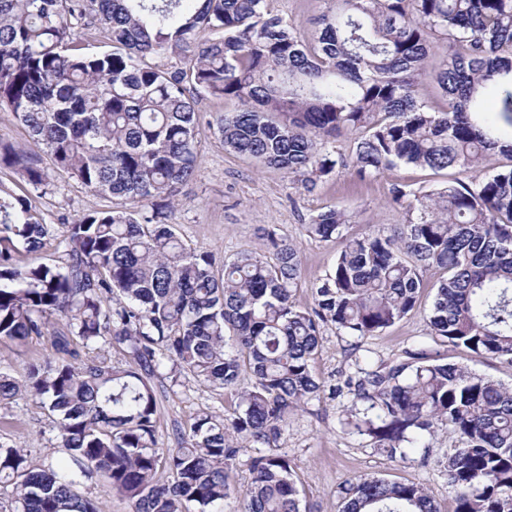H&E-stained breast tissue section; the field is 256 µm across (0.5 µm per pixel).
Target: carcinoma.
Here are the masks:
<instances>
[{"label":"carcinoma","instance_id":"carcinoma-1","mask_svg":"<svg viewBox=\"0 0 512 512\" xmlns=\"http://www.w3.org/2000/svg\"><path fill=\"white\" fill-rule=\"evenodd\" d=\"M184 2L0 0V112L39 148L0 139V168L32 192L65 176L118 201L62 225L61 263H23L49 228L32 192L0 185V340L49 334L55 350L21 383L0 373V402L22 389L39 399L67 455L46 465L0 445L11 512H102L81 491L92 479L134 512H224L231 498L242 512H302L277 443L302 404L344 387L346 425L391 460L453 434L434 463L455 489L454 512H512V386L425 349L404 351L408 363L358 362L342 387L311 368L323 327L358 338L384 331L416 309L431 268L444 272L432 335L512 364V165L490 164L512 139V0H318L310 37L268 0ZM78 28L108 49L82 51ZM427 75L441 109L416 96ZM203 96L238 109L204 121ZM204 124L226 149L287 171L306 192L340 167L360 179L401 164L486 175L433 191L393 186L406 220L389 231L352 236L346 212L312 215L310 235L345 246L301 308L293 243L267 231L271 255L243 250L217 274L213 254L187 248L169 222ZM348 133L350 155L328 146ZM112 348L123 365L105 357ZM162 377L231 390L235 408L198 413L165 444ZM258 446L268 452L236 486L231 461ZM338 493L340 512H439L415 482L363 475Z\"/></svg>","mask_w":512,"mask_h":512}]
</instances>
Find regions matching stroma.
Wrapping results in <instances>:
<instances>
[{"label": "stroma", "instance_id": "obj_1", "mask_svg": "<svg viewBox=\"0 0 512 512\" xmlns=\"http://www.w3.org/2000/svg\"><path fill=\"white\" fill-rule=\"evenodd\" d=\"M201 158L191 181L180 190L179 203L169 221L175 224L184 243L197 250L212 252L223 259L242 250L266 253L265 229H276L280 236L296 243L302 267V285L294 300L298 306L313 303L310 284L332 270L344 241H324L310 236L306 226L312 214L324 207H339L352 218L350 234L358 235L377 227L404 223L402 208L391 201L392 185L433 190L453 179L450 171L400 165L384 176L361 181L350 170L320 182L310 193L298 189L283 170L226 151L211 132L202 131ZM38 211L51 232L42 250L26 254L35 263H60L65 244L62 225L96 211L112 207V199L86 191L75 181L60 177L54 186L35 200ZM429 283L420 297L417 311L379 335L355 340L334 327L322 330V348L312 363L317 378L340 383L354 373V356L363 354L375 362H391L404 350L425 349L440 353L450 361L506 385H512V366L495 359L455 351L441 345L429 334L426 313L432 303L437 270H429ZM50 337L30 339L24 345L0 341V372L22 380L30 364L53 356ZM160 436H171L175 427H189L200 410L217 414L232 411L233 392L208 388L193 379L181 386H156ZM351 404L349 394L310 400L288 420L278 442V450L288 457L293 474L303 491V512H339L336 495L343 481L378 473L393 481L422 484L436 500L440 512H454L455 491L446 472L418 461L396 463L372 449L367 437L343 424ZM0 444L27 450L33 460L49 463L62 455L54 418L38 399L18 392L0 404Z\"/></svg>", "mask_w": 512, "mask_h": 512}]
</instances>
